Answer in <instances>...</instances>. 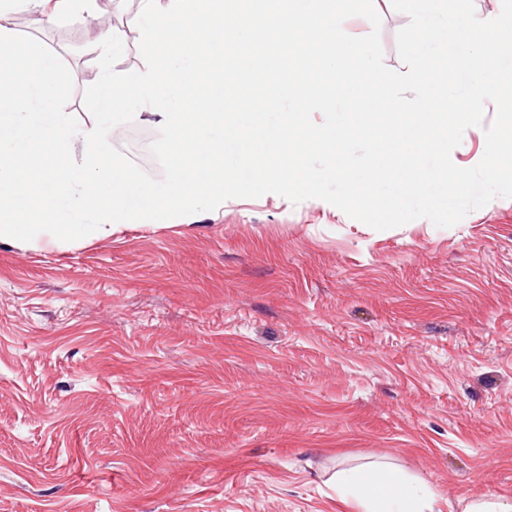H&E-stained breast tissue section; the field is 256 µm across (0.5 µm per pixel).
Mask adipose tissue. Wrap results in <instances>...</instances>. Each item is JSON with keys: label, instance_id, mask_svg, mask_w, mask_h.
<instances>
[{"label": "adipose tissue", "instance_id": "adipose-tissue-1", "mask_svg": "<svg viewBox=\"0 0 512 512\" xmlns=\"http://www.w3.org/2000/svg\"><path fill=\"white\" fill-rule=\"evenodd\" d=\"M331 482L349 512H440L434 488L414 481L400 466L368 462L337 470Z\"/></svg>", "mask_w": 512, "mask_h": 512}]
</instances>
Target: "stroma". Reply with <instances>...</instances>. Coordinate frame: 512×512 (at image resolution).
<instances>
[{"mask_svg": "<svg viewBox=\"0 0 512 512\" xmlns=\"http://www.w3.org/2000/svg\"><path fill=\"white\" fill-rule=\"evenodd\" d=\"M385 64L409 21L374 0ZM137 0L15 9L13 32L70 69L88 112L95 34ZM146 114L110 143L152 178ZM443 503L512 499V198L451 228L377 231L268 193L172 226L62 245L0 240V512H344L329 483L364 457Z\"/></svg>", "mask_w": 512, "mask_h": 512, "instance_id": "stroma-1", "label": "stroma"}]
</instances>
